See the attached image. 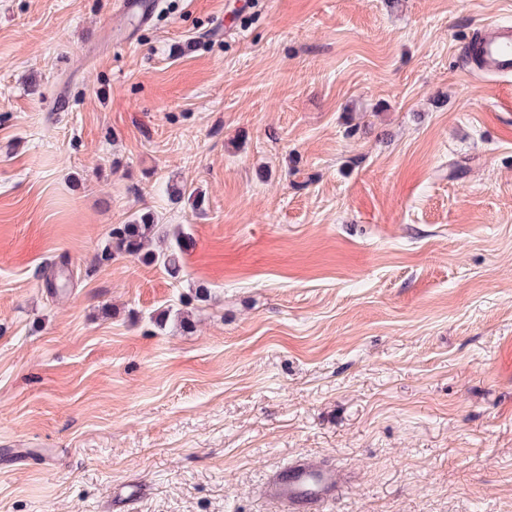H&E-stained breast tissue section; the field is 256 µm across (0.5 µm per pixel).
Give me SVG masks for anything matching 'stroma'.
<instances>
[{
  "mask_svg": "<svg viewBox=\"0 0 512 512\" xmlns=\"http://www.w3.org/2000/svg\"><path fill=\"white\" fill-rule=\"evenodd\" d=\"M509 18L0 0V512H277L300 456L325 512H512V77L461 61ZM145 211L178 276L103 260ZM147 1V2H143ZM116 4L122 14L135 16L139 26L148 24L154 17L159 1L156 0H118ZM137 25V26H138ZM348 480L336 467L294 458L286 468L268 476L264 497L285 512H320Z\"/></svg>",
  "mask_w": 512,
  "mask_h": 512,
  "instance_id": "1",
  "label": "stroma"
}]
</instances>
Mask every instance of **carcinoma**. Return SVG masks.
I'll use <instances>...</instances> for the list:
<instances>
[{"mask_svg":"<svg viewBox=\"0 0 512 512\" xmlns=\"http://www.w3.org/2000/svg\"><path fill=\"white\" fill-rule=\"evenodd\" d=\"M112 252L140 257L158 264L170 275L181 268V255L189 248V239L181 230H170L151 212H144L111 230Z\"/></svg>","mask_w":512,"mask_h":512,"instance_id":"cac0c4a2","label":"carcinoma"}]
</instances>
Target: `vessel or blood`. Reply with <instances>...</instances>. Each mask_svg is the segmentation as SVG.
I'll return each mask as SVG.
<instances>
[{"label": "vessel or blood", "instance_id": "b4317fda", "mask_svg": "<svg viewBox=\"0 0 512 512\" xmlns=\"http://www.w3.org/2000/svg\"><path fill=\"white\" fill-rule=\"evenodd\" d=\"M117 4L122 14L136 18L138 26L148 24L158 6L157 0H117ZM465 62L488 78L511 77L512 25L495 21L484 24L469 43ZM346 481V475L336 467L296 458L268 476L264 496L279 504L283 512H322Z\"/></svg>", "mask_w": 512, "mask_h": 512}]
</instances>
